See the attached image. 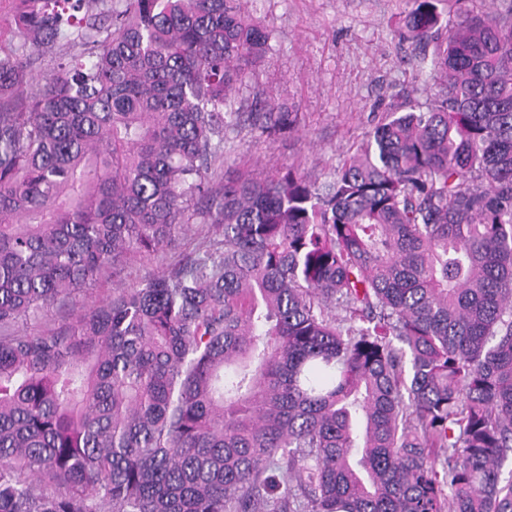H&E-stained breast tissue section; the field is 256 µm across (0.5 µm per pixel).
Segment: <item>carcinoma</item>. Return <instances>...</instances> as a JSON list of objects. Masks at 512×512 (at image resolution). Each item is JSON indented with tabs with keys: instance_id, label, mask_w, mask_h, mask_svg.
<instances>
[{
	"instance_id": "cac0c4a2",
	"label": "carcinoma",
	"mask_w": 512,
	"mask_h": 512,
	"mask_svg": "<svg viewBox=\"0 0 512 512\" xmlns=\"http://www.w3.org/2000/svg\"><path fill=\"white\" fill-rule=\"evenodd\" d=\"M437 2L312 181L223 170L241 0H0V512H512V0ZM190 224H192V228L189 227L190 231L187 235L179 234V236L176 237L177 242L179 243V248L176 250H166L165 253L161 254L162 256H159L158 258H154L153 256H136V258L130 262L129 266L124 270V272L121 273L118 278L115 279V281L121 283L125 288L137 287L144 276L159 270L161 264L165 263L166 260L170 258V256H173L174 252L178 253L181 251V249H187L190 246L191 238L194 237V230L200 227L199 218L194 217Z\"/></svg>"
}]
</instances>
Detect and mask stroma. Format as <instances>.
I'll use <instances>...</instances> for the list:
<instances>
[{
    "label": "stroma",
    "instance_id": "stroma-1",
    "mask_svg": "<svg viewBox=\"0 0 512 512\" xmlns=\"http://www.w3.org/2000/svg\"><path fill=\"white\" fill-rule=\"evenodd\" d=\"M271 34L265 60L236 93L237 120L224 132V166L257 176L294 166L323 179L390 106L427 107L415 80V51L400 38L406 0H241ZM271 95L296 113L291 133L270 137L247 120Z\"/></svg>",
    "mask_w": 512,
    "mask_h": 512
}]
</instances>
